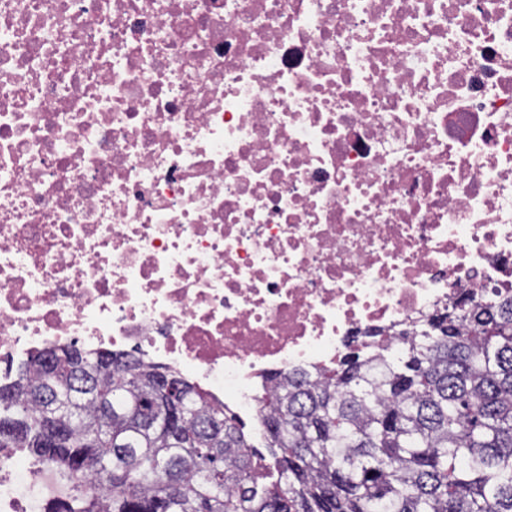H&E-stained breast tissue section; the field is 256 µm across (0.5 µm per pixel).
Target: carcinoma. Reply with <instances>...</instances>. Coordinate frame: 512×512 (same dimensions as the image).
<instances>
[{"label":"carcinoma","mask_w":512,"mask_h":512,"mask_svg":"<svg viewBox=\"0 0 512 512\" xmlns=\"http://www.w3.org/2000/svg\"><path fill=\"white\" fill-rule=\"evenodd\" d=\"M404 340L392 358L371 342L274 380L262 411L278 478L263 487L242 426L185 378L74 345L0 388V449L111 492L57 512H512V296L463 299Z\"/></svg>","instance_id":"carcinoma-1"}]
</instances>
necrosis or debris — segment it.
I'll return each instance as SVG.
<instances>
[{
    "instance_id": "4bbe7bcc",
    "label": "necrosis or debris",
    "mask_w": 512,
    "mask_h": 512,
    "mask_svg": "<svg viewBox=\"0 0 512 512\" xmlns=\"http://www.w3.org/2000/svg\"><path fill=\"white\" fill-rule=\"evenodd\" d=\"M512 293V0H0V388L75 345L239 421ZM70 489L0 451V512Z\"/></svg>"
}]
</instances>
